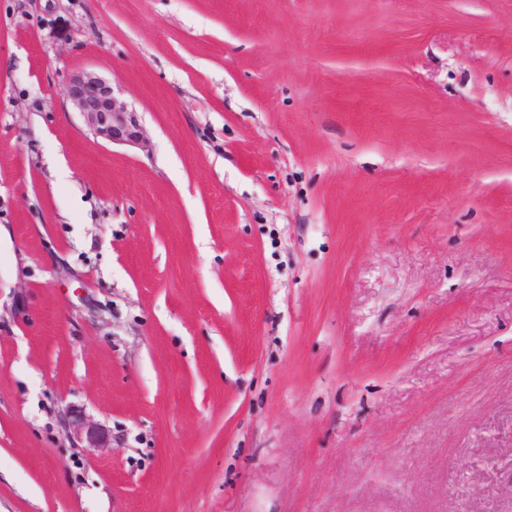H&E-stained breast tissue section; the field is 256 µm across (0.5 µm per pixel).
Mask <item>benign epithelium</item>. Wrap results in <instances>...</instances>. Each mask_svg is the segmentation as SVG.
Masks as SVG:
<instances>
[{
	"label": "benign epithelium",
	"mask_w": 512,
	"mask_h": 512,
	"mask_svg": "<svg viewBox=\"0 0 512 512\" xmlns=\"http://www.w3.org/2000/svg\"><path fill=\"white\" fill-rule=\"evenodd\" d=\"M64 96L96 136L116 145H145L137 113L120 99L113 84L95 70L74 74ZM73 430L77 441L91 448L107 447L105 431L97 423L78 419Z\"/></svg>",
	"instance_id": "1"
}]
</instances>
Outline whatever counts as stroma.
Here are the masks:
<instances>
[{"instance_id":"obj_1","label":"stroma","mask_w":512,"mask_h":512,"mask_svg":"<svg viewBox=\"0 0 512 512\" xmlns=\"http://www.w3.org/2000/svg\"><path fill=\"white\" fill-rule=\"evenodd\" d=\"M0 512H512V0H0ZM64 96L97 137L116 145H145L137 113L120 99L113 84L95 70L74 74ZM73 430L74 437L80 443H86L90 448L107 447L105 431L97 423L78 419L73 424Z\"/></svg>"}]
</instances>
